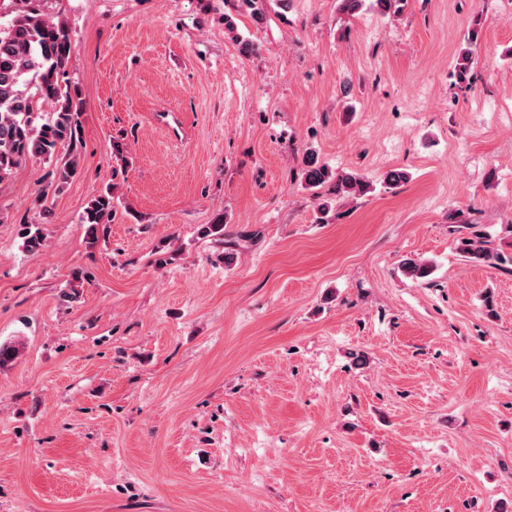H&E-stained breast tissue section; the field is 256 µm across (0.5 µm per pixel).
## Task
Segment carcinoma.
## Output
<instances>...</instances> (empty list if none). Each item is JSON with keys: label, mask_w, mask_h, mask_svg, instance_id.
Masks as SVG:
<instances>
[{"label": "carcinoma", "mask_w": 512, "mask_h": 512, "mask_svg": "<svg viewBox=\"0 0 512 512\" xmlns=\"http://www.w3.org/2000/svg\"><path fill=\"white\" fill-rule=\"evenodd\" d=\"M23 4L5 27H0V182L9 178L21 163L60 158L55 167L54 191L59 192L80 170L81 155L74 149L77 112L71 87L65 81L72 55V42L66 23L43 12L35 0H17ZM65 154L58 155L59 150ZM302 185L317 191L330 182L336 191L359 196L371 183L353 172L338 173L321 162L311 151L302 159ZM114 187L109 185L94 195L80 216L86 226L88 243L98 240L100 230L112 222ZM224 217L201 228V235L224 241ZM45 246L40 228L25 225L23 248L28 253ZM459 251L473 265L509 264L512 250L494 247L491 236L474 233L460 239ZM403 273L412 279L430 275L427 264L407 258Z\"/></svg>", "instance_id": "1"}]
</instances>
